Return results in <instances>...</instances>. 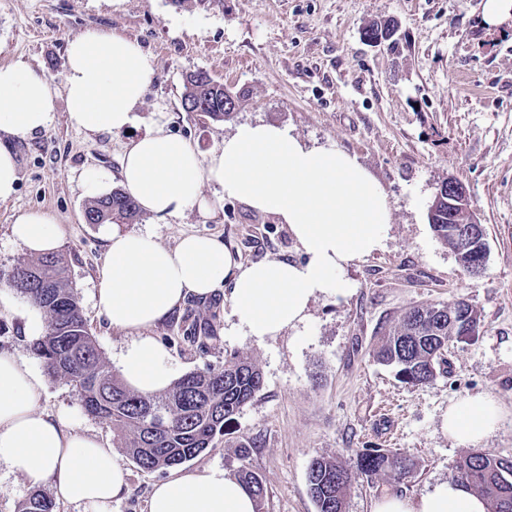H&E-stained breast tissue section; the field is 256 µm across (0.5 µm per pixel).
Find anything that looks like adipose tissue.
I'll return each mask as SVG.
<instances>
[{"instance_id": "adipose-tissue-1", "label": "adipose tissue", "mask_w": 512, "mask_h": 512, "mask_svg": "<svg viewBox=\"0 0 512 512\" xmlns=\"http://www.w3.org/2000/svg\"><path fill=\"white\" fill-rule=\"evenodd\" d=\"M62 88L42 69L16 61L0 65V201L13 197L18 165L8 140H25L50 124L64 98L70 124L86 134L122 133L134 127L155 73L152 56L136 40L89 29L72 39ZM120 182L141 209L158 218L188 209L208 211L203 193L243 202L288 225L304 259L244 264L209 236L190 234L175 247L152 235L103 228L106 262L96 293L100 312L132 340L120 353L124 382L139 392L166 390L172 374L166 351L151 331L191 296L229 291L238 335L260 343L298 328L319 296L347 297L346 268L383 248L392 222L380 182L347 153L303 143L285 126L244 123L208 155L185 138L156 127L131 140ZM111 176L88 170L85 196L112 190ZM12 240L33 256L56 251L59 224L47 214H19ZM43 375L25 359L0 352V465L33 487H50L62 503L112 512L127 491L124 470L111 446L43 411ZM500 410L488 396H468L449 406L442 431L458 446H475L498 427ZM252 494L220 468L180 470L157 483L148 512H255ZM373 512H489L483 497L448 479L416 499L386 496Z\"/></svg>"}]
</instances>
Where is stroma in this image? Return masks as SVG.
<instances>
[{
  "label": "stroma",
  "mask_w": 512,
  "mask_h": 512,
  "mask_svg": "<svg viewBox=\"0 0 512 512\" xmlns=\"http://www.w3.org/2000/svg\"><path fill=\"white\" fill-rule=\"evenodd\" d=\"M483 0H224L220 9H176L169 0H0V65L40 67L61 87L71 39L88 29L139 41L154 58L155 78L137 109L133 135L164 126L206 153L241 123L289 127L310 145L352 156L382 184L392 222L382 250L347 267L352 290L319 297L305 326L257 344L233 329L232 304L191 299L159 324L154 337L174 377L238 355L255 362L263 387L187 472L247 466L265 486L262 512H316L307 473L313 459L354 467L365 448L403 455L405 477L385 471L356 477L345 512H372L388 494L418 498L450 479L466 453L441 430L449 405L487 395L501 408L498 429L479 452L512 458V27L484 28ZM388 20L390 35L366 30ZM196 70L246 99L215 121L182 107L184 78ZM131 135L86 136L72 127L64 100L49 126L13 142L19 186L0 202V271L24 259L9 237L15 217L39 211L63 229L59 247L91 331L109 367L129 343L94 300L106 258L101 228L86 223L80 177L96 168L118 176ZM461 180L486 232L482 273L470 276L438 242L429 208L443 180ZM133 231L174 247L186 234L224 244L243 263L302 260L286 225L226 200L211 214L160 219L141 213ZM470 303L475 336L450 341L448 363L433 380L409 385L376 358L380 333L411 307ZM37 311L24 298L0 312V351L32 359L27 328ZM195 327L197 343L183 342ZM40 406L111 441L112 428L89 416L64 381L46 378ZM128 484L112 512H147L164 472L120 456Z\"/></svg>",
  "instance_id": "obj_1"
}]
</instances>
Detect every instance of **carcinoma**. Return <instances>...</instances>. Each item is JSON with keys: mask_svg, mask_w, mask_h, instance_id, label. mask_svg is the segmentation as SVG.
Listing matches in <instances>:
<instances>
[{"mask_svg": "<svg viewBox=\"0 0 512 512\" xmlns=\"http://www.w3.org/2000/svg\"><path fill=\"white\" fill-rule=\"evenodd\" d=\"M180 9L224 7V0H171ZM236 110L242 98L203 71L186 74L182 106L191 112L201 109L210 119L222 121L231 115L224 104ZM89 224L131 223L139 219V206L119 188L103 198L91 200L85 209ZM429 221L437 240L451 249L461 267L468 254L448 233V196L435 197ZM32 269L39 271L49 287L38 291L19 287ZM0 281L27 299L45 317L44 334L31 346L50 377L69 384L85 411L112 425L113 440L141 469L166 470L180 466L210 447L224 425L263 386L261 370L252 362L233 356L224 365L203 373H190L175 381L164 393L146 395L127 387L110 370L102 357L80 297L66 275L62 255L52 253L21 260ZM461 327L448 324V307H413L401 322L384 334L377 359L398 368L408 384L433 379L437 367L447 363L448 341L460 338ZM394 470L409 473L406 459L380 448H365L352 471L331 457L312 460L308 472L309 490L318 512H344L347 490L359 475L371 477ZM237 477L262 506L265 487L262 478L244 466ZM453 479L487 497L491 512H512V459L471 452L456 465ZM18 512H58L53 497L35 490L24 499Z\"/></svg>", "mask_w": 512, "mask_h": 512, "instance_id": "obj_1", "label": "carcinoma"}]
</instances>
